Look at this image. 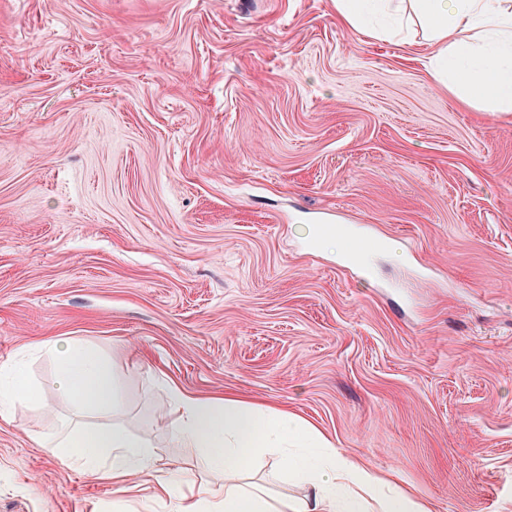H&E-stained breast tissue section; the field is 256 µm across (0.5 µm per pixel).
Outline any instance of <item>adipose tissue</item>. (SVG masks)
Here are the masks:
<instances>
[{
  "instance_id": "1",
  "label": "adipose tissue",
  "mask_w": 512,
  "mask_h": 512,
  "mask_svg": "<svg viewBox=\"0 0 512 512\" xmlns=\"http://www.w3.org/2000/svg\"><path fill=\"white\" fill-rule=\"evenodd\" d=\"M336 17L362 28L367 15L389 18L387 33L405 45L424 46V67L435 82L476 109L512 112V8L506 0H334ZM385 31L372 29L374 37ZM57 360L56 398L75 415L94 410L98 421L44 440L96 477L124 485L149 472L155 450L123 422L124 399L108 359L67 341L52 344ZM170 436L196 449L191 470L155 479L154 496L173 512H433L428 502L402 490L396 475L371 471L360 459L340 454L306 420L277 407L232 395L202 396L164 380ZM20 398L38 400L19 362L0 364V417ZM280 451L283 469L307 486L301 499L274 497L267 486L242 482L259 456ZM222 475V487L209 477Z\"/></svg>"
}]
</instances>
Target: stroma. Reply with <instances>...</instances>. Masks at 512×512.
I'll use <instances>...</instances> for the list:
<instances>
[{
    "instance_id": "stroma-1",
    "label": "stroma",
    "mask_w": 512,
    "mask_h": 512,
    "mask_svg": "<svg viewBox=\"0 0 512 512\" xmlns=\"http://www.w3.org/2000/svg\"><path fill=\"white\" fill-rule=\"evenodd\" d=\"M391 240L372 275L350 237ZM106 356L157 474L159 375L277 405L436 512L512 502V112L332 0H0V512H171L40 447L46 342ZM20 398L38 401L37 390L28 385L21 364L10 361L0 364V417H5L8 408Z\"/></svg>"
}]
</instances>
